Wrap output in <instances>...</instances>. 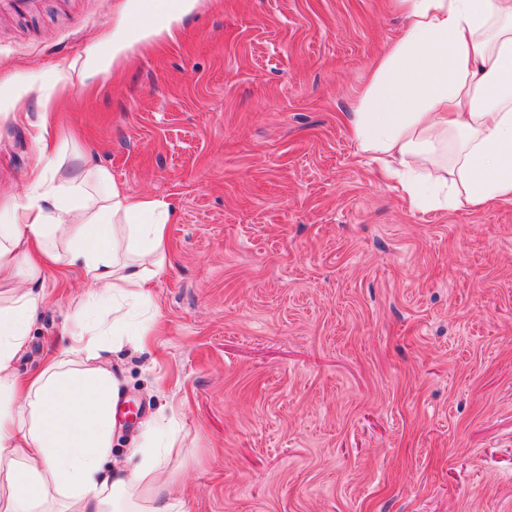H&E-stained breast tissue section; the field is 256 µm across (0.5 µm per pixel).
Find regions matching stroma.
Returning <instances> with one entry per match:
<instances>
[{
	"mask_svg": "<svg viewBox=\"0 0 512 512\" xmlns=\"http://www.w3.org/2000/svg\"><path fill=\"white\" fill-rule=\"evenodd\" d=\"M122 0L0 16V78L111 33ZM393 0H202L176 39L56 99L68 156L172 203L154 334L108 356L139 419L175 409L190 512H512V204L413 208L344 120ZM30 115L0 125L23 199ZM47 283L16 368L91 293Z\"/></svg>",
	"mask_w": 512,
	"mask_h": 512,
	"instance_id": "1",
	"label": "stroma"
}]
</instances>
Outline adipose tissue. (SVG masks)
I'll return each mask as SVG.
<instances>
[{
    "instance_id": "obj_1",
    "label": "adipose tissue",
    "mask_w": 512,
    "mask_h": 512,
    "mask_svg": "<svg viewBox=\"0 0 512 512\" xmlns=\"http://www.w3.org/2000/svg\"><path fill=\"white\" fill-rule=\"evenodd\" d=\"M127 0L105 39L56 66L63 89L107 70L135 43L175 37L198 0L142 21ZM401 36L372 67L345 115L359 153L377 162L415 208L512 203V0H396ZM35 101L38 160L24 200L0 201V512H184L168 466L176 413L142 424L126 460H112L122 397L106 366L108 338L151 305L166 266L169 202L132 195L86 156L66 164L51 91L0 80V123ZM74 268L96 288L74 312L71 343L20 378L30 323L51 272Z\"/></svg>"
}]
</instances>
